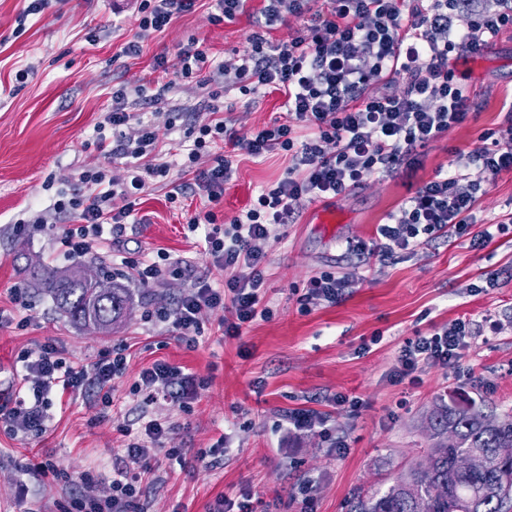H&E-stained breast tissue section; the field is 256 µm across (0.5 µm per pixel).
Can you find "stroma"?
Wrapping results in <instances>:
<instances>
[{"mask_svg":"<svg viewBox=\"0 0 512 512\" xmlns=\"http://www.w3.org/2000/svg\"><path fill=\"white\" fill-rule=\"evenodd\" d=\"M25 6V0H0V403L20 386V350L53 342L74 363L88 365L102 349L125 345L130 359L112 381L110 407L83 395L65 399L51 409L44 432L23 440L0 423V512H26L31 505L58 512L59 504L81 492L77 477L111 476L124 444L116 427L136 415L131 388L157 360L184 367L201 385L188 410L171 403L156 409L177 426L174 443L183 448L186 464L161 466L165 483L149 490V512H208L217 495L243 493L250 495L253 512H301L306 496L313 512H350L360 492L387 489L419 460L429 444L426 416L440 399L463 392L484 403L487 413L512 414V226L483 248L470 246L472 236L512 213V172L482 173L485 192L466 235L424 241L412 253L384 260L364 262L347 250L349 243L375 239L378 224L411 186L452 169L458 152L477 147L503 121L512 105V30L492 39L483 56L458 59L455 72L473 92L475 110L430 144L419 166L396 177L371 175L342 195L304 203L287 238L270 240V319L228 336L223 311L213 310L202 341L189 348L145 318L151 305L174 306L190 279L224 277L204 251L203 230H191L187 221L211 209L218 222H230L249 208L261 185L282 177L289 164L285 153L262 160L239 154L236 175L214 207L196 188L172 202L167 187L157 185L137 200L123 236L80 259L85 270L110 275L131 292L126 316L108 333L74 326L48 294L31 286L26 265L64 268L71 261L53 256L50 230L29 225L20 231L16 224L27 208L52 202L49 180L104 164L93 133L111 107L113 84L152 82L155 57L175 59L194 40L217 60L233 59L247 48L262 2L248 0L243 14L221 23L212 22L209 7H196L146 38L136 56L121 52L137 30L133 0H59L21 28L17 17ZM92 32L93 42L87 39ZM22 70L27 76L20 81ZM282 102L277 91L250 104L233 92L224 109L237 135L247 138L276 118ZM319 206L336 210L339 224L317 223ZM159 248L181 273L150 288L112 261L116 254L133 257ZM324 271L348 277L352 287L338 303L301 309L300 290ZM17 293L25 312L13 302ZM489 318L497 332L488 331ZM458 319L470 322L472 331L460 363L445 370L421 366L413 384L395 381L405 340ZM340 395L346 405H337ZM353 399L358 407H350ZM298 408L328 415L347 448H330L317 432L288 435L285 417ZM222 436L230 450L215 468L201 454ZM45 456L72 475V484L26 470L29 459Z\"/></svg>","mask_w":512,"mask_h":512,"instance_id":"stroma-1","label":"stroma"}]
</instances>
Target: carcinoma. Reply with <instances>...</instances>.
Instances as JSON below:
<instances>
[{
  "label": "carcinoma",
  "instance_id": "cac0c4a2",
  "mask_svg": "<svg viewBox=\"0 0 512 512\" xmlns=\"http://www.w3.org/2000/svg\"><path fill=\"white\" fill-rule=\"evenodd\" d=\"M34 285L47 291L76 326L109 330L125 316L130 295L80 268L42 267ZM431 443L416 463L384 491L357 496L353 512H508L512 504V459L497 455L512 447V416L492 417L466 397L438 403L429 417ZM481 453L480 471L456 467L460 457Z\"/></svg>",
  "mask_w": 512,
  "mask_h": 512
}]
</instances>
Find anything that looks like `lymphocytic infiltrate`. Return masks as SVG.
Listing matches in <instances>:
<instances>
[{"instance_id": "obj_1", "label": "lymphocytic infiltrate", "mask_w": 512, "mask_h": 512, "mask_svg": "<svg viewBox=\"0 0 512 512\" xmlns=\"http://www.w3.org/2000/svg\"><path fill=\"white\" fill-rule=\"evenodd\" d=\"M138 30L123 48L138 54L147 36L165 30L174 15L191 11L196 0H138ZM266 27L251 32L248 47L231 61H215L190 43L176 62L157 56L154 67L173 72V80L153 91L135 95L155 105L166 101L179 82L206 87L204 70L232 72V81L208 90L199 103L204 116L189 128L167 158L157 148L152 123H140L135 134L124 131L133 120L125 85L112 89V106L95 128L94 144L104 157L124 160L125 176L96 166L63 182L49 207L36 210L33 221L59 225L52 235V251L63 256L97 253L106 233L121 232L131 208L114 210L112 200L144 193L150 185L170 186V199L196 186L211 204L204 216H192L191 226L206 222L204 236L211 262L224 272L215 284L196 278L175 308L155 307L150 321L188 347H196L204 333L203 319L215 309L228 310V336L240 335L243 325L268 320L266 250L273 229L296 223L303 203L333 198L358 187L365 176H390L411 161L418 149L461 124L473 100L449 62L478 56L490 39L512 28V0H266ZM302 26L284 42L270 40L265 30L288 18ZM388 89L372 94L371 86ZM284 94V111L272 125L248 139H238L224 116L223 97L236 91L255 96L266 90ZM225 142L254 158L273 152L288 155L284 175L261 187L249 209L216 226L214 205L220 204L233 172V158L217 156L212 165L200 160L212 145ZM512 172V113L506 125L483 134L474 149L459 153L452 170L438 172L417 187L399 209L377 229L375 256L410 252L420 241L465 233L476 223L475 206L483 192V171ZM469 325L459 320L433 334L406 340L398 356L396 380L412 377L420 365L447 367L462 360ZM17 361L21 387L0 421L14 437L23 439L44 429L53 391L92 393L103 406L112 404V381L127 365L124 348L99 352L91 365H77L55 343L22 350ZM198 382L182 367L158 360L142 369L132 393L137 416L120 427L127 442L112 465V479L100 494L70 498L63 512H145L144 482L152 462L164 458L184 463L174 446L175 426L154 416L162 402L187 409Z\"/></svg>"}]
</instances>
